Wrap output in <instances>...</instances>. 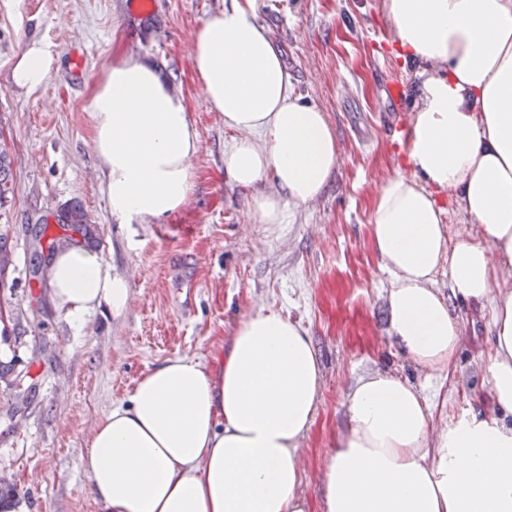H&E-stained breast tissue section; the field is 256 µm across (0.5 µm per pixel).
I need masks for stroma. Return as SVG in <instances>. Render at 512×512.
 <instances>
[{"label": "stroma", "instance_id": "1", "mask_svg": "<svg viewBox=\"0 0 512 512\" xmlns=\"http://www.w3.org/2000/svg\"><path fill=\"white\" fill-rule=\"evenodd\" d=\"M232 0H155L136 18L130 0H0V132L12 162L0 205L10 263L0 277V478L17 487L11 512H101L90 492L95 424L136 380L170 358L207 356L250 312L275 306L301 319L322 367L315 421L302 442V489L322 512L324 451L347 425L345 397L388 371L426 399L442 431L493 408L486 373L488 306L451 298L462 330L454 368L429 372L387 333L390 278L370 236L376 195L405 169L397 145L413 100L410 66L388 43L382 0H255L254 17L279 47L293 91L325 113L338 163L322 195L290 208L280 230L258 223L252 190L235 185L224 155L235 133L207 102L192 68L194 38ZM34 39L52 45V79L29 91L12 68ZM154 66L183 95L200 138L185 206L157 224L109 212L90 148L92 93L112 42ZM83 66L74 69V55ZM81 204L94 233L58 224ZM101 253L130 288L121 316L105 308L71 325L52 306L33 252L73 241Z\"/></svg>", "mask_w": 512, "mask_h": 512}]
</instances>
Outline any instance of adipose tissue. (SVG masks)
Returning a JSON list of instances; mask_svg holds the SVG:
<instances>
[{"label":"adipose tissue","mask_w":512,"mask_h":512,"mask_svg":"<svg viewBox=\"0 0 512 512\" xmlns=\"http://www.w3.org/2000/svg\"><path fill=\"white\" fill-rule=\"evenodd\" d=\"M390 37L415 66L414 105L400 144L410 167L379 190L370 226L391 278L388 334L422 368L455 364L460 296L488 304L486 361L492 414L432 436L418 390L399 376L358 379L347 427L326 451L324 512H512V0H383ZM193 68L210 105L240 138L224 155L232 181L270 178L253 196L259 223L320 197L338 160L320 109L289 88L281 54L250 0L210 17ZM55 55L34 40L12 78L33 90ZM199 132L183 96L155 67L123 51L93 94L92 150L102 191L122 224L165 219L193 188ZM475 224L450 238L437 193ZM449 271V294L434 286ZM50 300L70 323L108 306L125 312L130 288L95 251L53 257ZM314 344L299 320L269 307L246 315L210 357L178 356L137 380L93 430L91 493L102 512H309L300 445L321 397Z\"/></svg>","instance_id":"obj_1"}]
</instances>
